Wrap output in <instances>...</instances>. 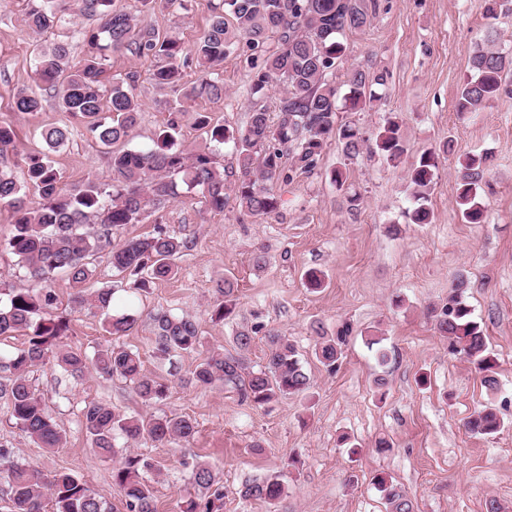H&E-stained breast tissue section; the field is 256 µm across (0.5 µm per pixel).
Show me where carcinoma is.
Masks as SVG:
<instances>
[{
  "label": "carcinoma",
  "mask_w": 512,
  "mask_h": 512,
  "mask_svg": "<svg viewBox=\"0 0 512 512\" xmlns=\"http://www.w3.org/2000/svg\"><path fill=\"white\" fill-rule=\"evenodd\" d=\"M379 9L378 0H218L207 28L192 44L173 33L161 34L138 15L115 7V0H26L24 24L34 34L51 33L66 23L72 12L99 24L74 31L88 47L79 66L69 64V43L59 40L39 48L35 66V87L20 91L13 99L16 112H39L43 92H54L58 108L81 125L95 143L109 149L112 178L98 184L89 181L80 188L66 189L63 176L50 156L37 151L22 158L24 182L0 170V209L13 215V230L3 242L30 278L49 283L64 275L78 291L72 302L103 316V328L110 336H121L137 322V314L114 310V289L100 288L87 293L81 286L94 277L88 258L110 249L112 269L131 278L132 288L146 293L159 280L176 275V260L191 248V241L162 226L161 212L178 194L201 192L208 210L222 212L234 200L241 213L264 216L280 206L275 191L279 182L293 174L315 169L330 138L342 144L344 155L352 159L363 151L380 155L397 164L407 152L402 134L403 120L391 117L380 126L373 139L363 136L353 123H338L340 112L372 110L380 101L378 89L385 87L390 72L351 65L338 85L330 79L346 59V32H364ZM246 46L247 62L253 70L249 90L250 119L236 136H227L224 125L212 122L204 113L195 123L209 141L234 142L239 171L235 182L227 185L219 169L217 154L206 146L185 151L177 146V118L168 120L167 129L151 149H130L126 142L137 122L141 104L131 83L136 74L106 77V52L125 49L137 57H151L155 65L151 79L159 87L179 90L182 68H199L197 83L182 93L183 98L224 95V81L217 67L237 43ZM512 74V51L497 45L496 31L490 27L475 44L469 57V75L461 86L456 111L480 112L504 95L512 93L505 79ZM283 87L271 118L266 104L273 85ZM69 125L42 132L50 149L69 138ZM12 127L0 124V156L17 152ZM452 150L448 140L439 148L422 153L409 171V187L415 202L410 219L429 224V207L440 156ZM331 181L342 192V203L350 211L358 209L360 193L347 184L343 168L332 171ZM456 206L469 224H480L485 208L479 191L486 183V156L468 154L459 162L456 175ZM39 197L38 206L26 204V190ZM154 219V231L118 243L114 231L129 224ZM467 279L459 274L453 281L448 301L429 309L438 333L448 339L451 353L472 364L483 376L486 387L497 385L496 358L488 349L483 326L472 317L466 301ZM223 300L211 310V320L222 322L235 308L234 288L228 281L217 286ZM57 298L50 288L35 291L24 286L0 292V337L17 332L27 337L17 352L0 357V400L10 419L39 448L51 451L62 443L63 434L29 379L30 369L47 359L56 360L60 369L80 376L92 369L106 378H121L134 385L143 402L163 399L167 383L143 373L140 354L111 344L97 348L93 355L64 348L69 331L67 320L56 314ZM155 339L153 352L166 357L174 352H195L202 347L196 324L188 317L169 312L151 316ZM352 333L348 324L334 336H323L315 356L328 370L336 369L343 346ZM266 365L248 371L241 353L252 336H236L239 354L210 352L196 365L188 382L208 386L219 382L235 390L240 398L255 407L280 397L298 395L309 388L310 378L297 349L287 339L270 335ZM83 426L91 448L101 460L116 455V441L151 442L166 445L189 442L196 433L193 420L186 416L149 417L120 414L98 403L83 408ZM504 421L491 408L475 411L465 423L474 436L493 437ZM197 494L184 501L182 512H219L223 494L215 488L216 476L201 463H185ZM152 467L142 454L129 452L112 468V484L118 489L128 512H157L152 486L142 473ZM0 490L8 501L9 512H114L112 504L90 486L66 471L45 474L21 460L14 448L0 443ZM382 493L387 512H415L405 491L387 476L373 477ZM284 485L276 479L253 481L240 491L246 500L271 503L283 494Z\"/></svg>",
  "instance_id": "obj_1"
}]
</instances>
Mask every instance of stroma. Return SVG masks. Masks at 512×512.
I'll return each instance as SVG.
<instances>
[{"label": "stroma", "mask_w": 512, "mask_h": 512, "mask_svg": "<svg viewBox=\"0 0 512 512\" xmlns=\"http://www.w3.org/2000/svg\"><path fill=\"white\" fill-rule=\"evenodd\" d=\"M215 0H185L184 8L156 7L148 23L193 42L206 28ZM363 33L347 34L348 60L387 68L392 77L379 111L343 112L339 119L373 136L385 114L404 119L408 152L399 165L369 154L345 158L338 142H329L316 168L278 184L277 213L256 218L234 206L207 211L201 194L180 195L168 203L163 224L193 239L177 260L175 277L156 283L149 294L130 298L128 280L115 276L106 258H98L91 288L112 287L117 300H132L140 312L125 335L103 330L100 314L73 306V288L55 276L57 310L71 321L67 347L92 352L116 343L139 351L146 373L162 377L169 390L156 403H142L132 384L95 373L61 377L55 361L30 374L64 435L53 452L38 448L0 406V443L43 472H70L83 478L101 497L119 504L112 485V464L97 458L86 436L82 410L97 402L127 415H184L197 432L184 446L134 445L151 457L144 477L154 490L158 512H180L193 493L184 460L208 464L224 492L220 512H385L373 475L385 473L412 499L415 512H485L496 500L512 512V97L483 111L462 115L455 109L466 79L468 60L482 39L487 20L481 0H389ZM37 37L23 22L22 0H0V124L15 128L18 155L0 161V170L23 180L20 154L49 151L66 187L89 181L110 182L106 150L82 127L69 140L48 149L41 133L67 123L52 92L43 95L40 112L12 111L14 94L32 86ZM111 73L136 72L134 90L141 103L130 133L131 148L152 146L183 103L178 142L205 144L195 124L208 113L228 132L249 120L250 69L243 53L232 50L219 73L225 94L214 100H183L180 93L156 86L151 59L128 51L109 52ZM453 141V154L441 157L429 206L433 220L413 224L414 207L407 170L424 150ZM487 157L482 200L486 218L468 224L455 203L459 158ZM362 196L357 212H348L330 181L336 167ZM263 252V267L252 263ZM322 271L325 286L308 290L307 270ZM468 281L467 301L483 325L497 359L499 386L487 389L482 376L448 350L428 315L442 305L457 274ZM232 281L238 298L224 322L210 318L216 287ZM170 311L191 318L209 349L235 352V338L245 332L254 341L244 354L248 368L265 365L269 334L288 338L300 353L310 388L263 407L242 402L235 390L216 383L187 384L200 361L196 353H153V313ZM353 333L335 372H328L312 350L319 334L334 335L343 323ZM322 325L315 333L314 325ZM378 336L388 353L380 364L366 337ZM384 386H377V379ZM485 406L505 422L493 437L468 433L465 421ZM391 444L376 448L378 440ZM278 478L285 492L274 503L246 500V483Z\"/></svg>", "instance_id": "stroma-1"}]
</instances>
